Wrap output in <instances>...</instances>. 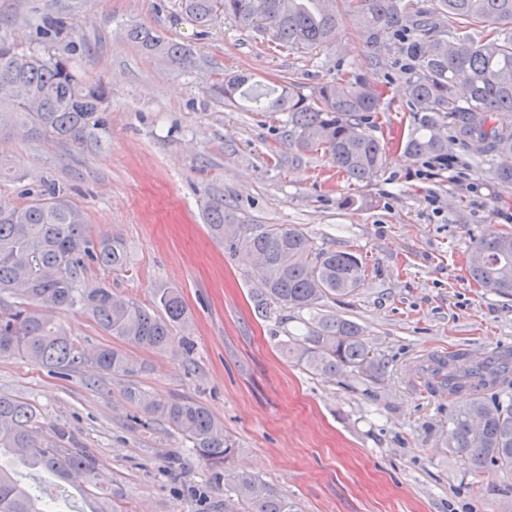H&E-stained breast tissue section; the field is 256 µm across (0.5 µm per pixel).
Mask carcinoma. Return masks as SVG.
<instances>
[{
  "instance_id": "cac0c4a2",
  "label": "carcinoma",
  "mask_w": 512,
  "mask_h": 512,
  "mask_svg": "<svg viewBox=\"0 0 512 512\" xmlns=\"http://www.w3.org/2000/svg\"><path fill=\"white\" fill-rule=\"evenodd\" d=\"M193 21L206 26L222 15L243 27H268L275 43L288 49L320 50L336 40L337 6L328 0H181ZM367 43L380 45L388 32L399 37L403 53L414 62L407 81L416 126L385 141L369 132L380 110L384 85L365 73L327 82L310 97L284 85L254 94L248 77L224 80V100L260 104L287 113L290 144L297 150H322L347 179L375 180L386 149L402 147L415 158L448 168V152L458 148L492 170L493 180L512 187V0H438V12L426 19L412 14L403 0H354ZM448 16L490 28L484 38L448 40L441 22ZM129 39L144 51L182 67L189 49L153 29L138 26ZM107 92L81 81L62 57L20 52L0 36V134L22 133L36 139L97 147L105 133ZM448 118L453 134L439 132ZM207 222L213 236L229 248L262 261L252 275L262 288L253 297L255 311L268 316L271 307L308 310L306 336L287 348L311 372L333 377L349 373L362 381L381 376L383 366L359 325L321 312L329 299L347 298L366 280V266L349 251L316 248L291 224H275L249 234L226 213L224 198L211 201ZM129 261L119 235L91 238L84 212L46 185L30 203L7 209L0 205V358L19 357L52 373L85 368L100 379L123 386L129 404L168 422L211 470L214 483L250 506L249 512H294L259 478L232 468L237 448L224 434V423L196 401L161 403L135 377L142 371L123 350L110 345L87 347L72 340L56 314L84 309L107 335L139 346L163 350L174 330L188 319L176 288L159 294L163 314L149 311L106 286L88 288L84 273L91 266L122 270ZM471 278L487 291L512 297V232H492L473 242L467 256ZM456 356L434 358V384L450 395L470 399L448 418V447L477 473L512 474V358H480L463 371ZM37 410L28 402L0 394V512H53V500L38 485L21 482L17 465L48 472L70 482L82 476L80 488L89 512H124L99 496L100 464L80 448H45L37 435Z\"/></svg>"
}]
</instances>
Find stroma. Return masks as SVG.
<instances>
[{
	"instance_id": "1",
	"label": "stroma",
	"mask_w": 512,
	"mask_h": 512,
	"mask_svg": "<svg viewBox=\"0 0 512 512\" xmlns=\"http://www.w3.org/2000/svg\"><path fill=\"white\" fill-rule=\"evenodd\" d=\"M135 24L189 47L191 65L146 53L127 36ZM359 27L343 12L335 42L316 54L278 47L257 26H199L180 0H0V35L68 59L108 91L99 148L0 135V204L25 205L56 183L91 237L118 234L128 247L125 270L90 268L88 283L150 310L160 289L181 292L189 321L165 350L106 335L77 308L59 321L81 344L125 351L156 400L206 406L237 444L235 467L296 512H512V477L475 473L450 450L459 399L424 371L438 355L464 366L512 350V298L485 291L466 267L475 238L512 231V188L458 151L442 169L393 149L375 182H350L323 151L289 147L285 113L239 108L216 91L245 74L258 89L289 82L308 96L358 69L387 86L374 135L409 131L411 62L395 41L366 44ZM216 197L242 229L295 224L315 247L361 256L364 288L325 308L360 325L384 364L378 382L316 375L285 355L308 314L256 313L258 280L205 222ZM0 394L36 407L43 443L67 430L128 512H224L209 467L168 423L137 414L118 384L0 358Z\"/></svg>"
}]
</instances>
